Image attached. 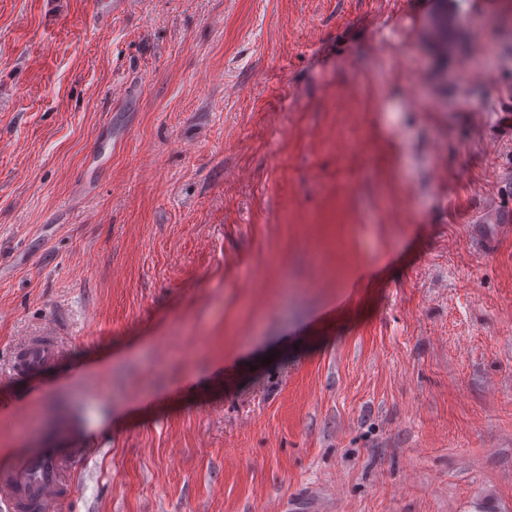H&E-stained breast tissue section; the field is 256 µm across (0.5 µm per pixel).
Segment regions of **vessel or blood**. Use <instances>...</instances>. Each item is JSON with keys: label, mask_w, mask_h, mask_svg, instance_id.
<instances>
[{"label": "vessel or blood", "mask_w": 512, "mask_h": 512, "mask_svg": "<svg viewBox=\"0 0 512 512\" xmlns=\"http://www.w3.org/2000/svg\"><path fill=\"white\" fill-rule=\"evenodd\" d=\"M132 0H96V22L105 26ZM59 354L56 341L34 336L13 353V373L36 374L50 366ZM71 449L42 443L22 448L19 457L0 468V512H63L75 493L71 478Z\"/></svg>", "instance_id": "1"}]
</instances>
